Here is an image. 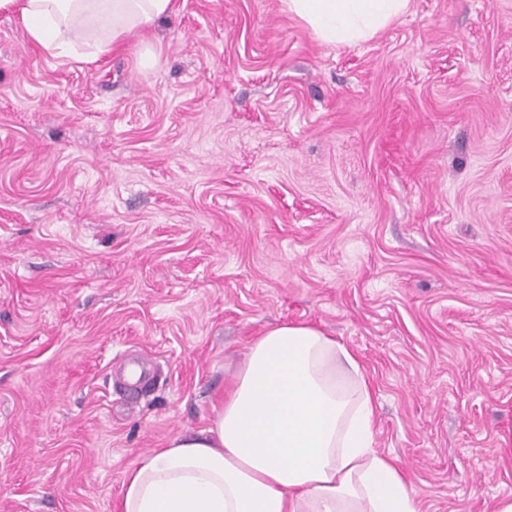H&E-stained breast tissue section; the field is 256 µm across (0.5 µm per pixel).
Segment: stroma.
Returning a JSON list of instances; mask_svg holds the SVG:
<instances>
[{
    "label": "stroma",
    "mask_w": 512,
    "mask_h": 512,
    "mask_svg": "<svg viewBox=\"0 0 512 512\" xmlns=\"http://www.w3.org/2000/svg\"><path fill=\"white\" fill-rule=\"evenodd\" d=\"M283 322L356 355L420 512L512 496V0L343 46L174 0L92 63L0 14V512H118Z\"/></svg>",
    "instance_id": "stroma-1"
}]
</instances>
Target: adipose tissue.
<instances>
[{"instance_id":"obj_1","label":"adipose tissue","mask_w":512,"mask_h":512,"mask_svg":"<svg viewBox=\"0 0 512 512\" xmlns=\"http://www.w3.org/2000/svg\"><path fill=\"white\" fill-rule=\"evenodd\" d=\"M315 37L350 45L405 15L410 0H284ZM172 0H0L30 39L97 56L172 13ZM211 427L171 438L124 476L120 512H419L395 459L374 446L365 373L314 325L270 326L214 408Z\"/></svg>"}]
</instances>
